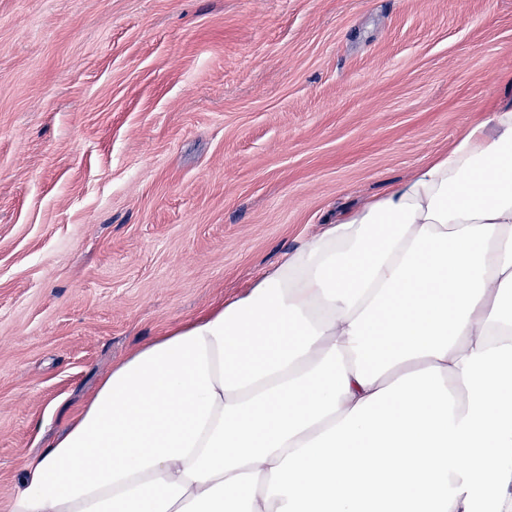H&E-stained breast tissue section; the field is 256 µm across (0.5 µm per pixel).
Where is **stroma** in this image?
Returning a JSON list of instances; mask_svg holds the SVG:
<instances>
[{
  "label": "stroma",
  "instance_id": "stroma-1",
  "mask_svg": "<svg viewBox=\"0 0 512 512\" xmlns=\"http://www.w3.org/2000/svg\"><path fill=\"white\" fill-rule=\"evenodd\" d=\"M512 93V0H0V512L135 346Z\"/></svg>",
  "mask_w": 512,
  "mask_h": 512
}]
</instances>
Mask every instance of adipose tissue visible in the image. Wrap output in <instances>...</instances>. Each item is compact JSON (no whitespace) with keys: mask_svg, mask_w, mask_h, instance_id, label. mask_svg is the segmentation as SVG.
Segmentation results:
<instances>
[{"mask_svg":"<svg viewBox=\"0 0 512 512\" xmlns=\"http://www.w3.org/2000/svg\"><path fill=\"white\" fill-rule=\"evenodd\" d=\"M7 512H512V96L135 347Z\"/></svg>","mask_w":512,"mask_h":512,"instance_id":"1","label":"adipose tissue"}]
</instances>
